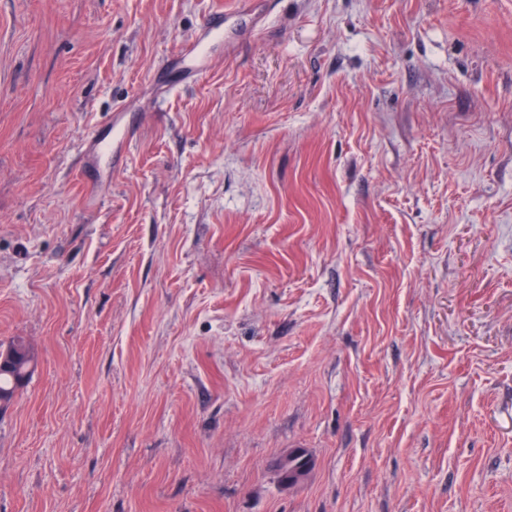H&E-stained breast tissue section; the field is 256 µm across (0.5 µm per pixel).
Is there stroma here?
<instances>
[{"instance_id":"35a3bbf8","label":"stroma","mask_w":512,"mask_h":512,"mask_svg":"<svg viewBox=\"0 0 512 512\" xmlns=\"http://www.w3.org/2000/svg\"><path fill=\"white\" fill-rule=\"evenodd\" d=\"M229 2L0 0V512H512V0ZM263 1V2H255ZM272 0H243L235 4L231 9L216 11L210 15L204 26L212 40H222L228 42L227 34L238 24V22L251 23L258 11L264 7L265 13L272 10ZM127 138L128 131L120 127L113 128V140L110 143H105L102 140H100L95 134H92L83 143L79 153L80 157H84L91 151H95L98 156L100 154H116L118 151H121V148L127 141Z\"/></svg>"}]
</instances>
